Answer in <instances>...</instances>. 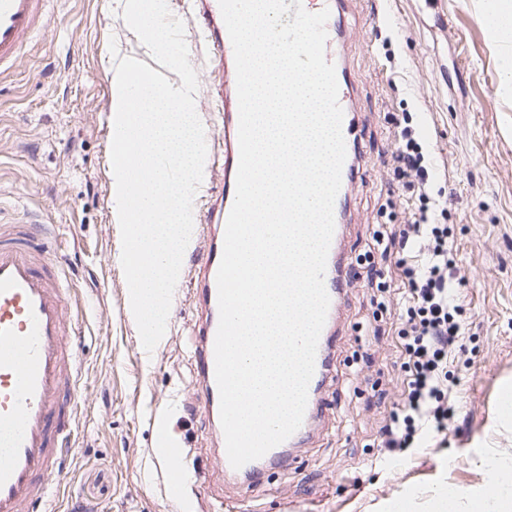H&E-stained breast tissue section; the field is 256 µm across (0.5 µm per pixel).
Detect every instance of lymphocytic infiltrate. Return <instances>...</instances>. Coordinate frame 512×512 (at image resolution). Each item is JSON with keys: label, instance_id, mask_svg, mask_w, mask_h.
Masks as SVG:
<instances>
[{"label": "lymphocytic infiltrate", "instance_id": "lymphocytic-infiltrate-1", "mask_svg": "<svg viewBox=\"0 0 512 512\" xmlns=\"http://www.w3.org/2000/svg\"><path fill=\"white\" fill-rule=\"evenodd\" d=\"M393 171L402 193L418 198L407 223L373 233L381 260L393 261L404 312L397 328L403 390L379 428L381 446L401 454L448 430L459 384L448 360L469 330L455 289L454 245L448 225L435 223L428 203L429 162L410 127L398 126Z\"/></svg>", "mask_w": 512, "mask_h": 512}]
</instances>
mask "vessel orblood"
<instances>
[{"mask_svg":"<svg viewBox=\"0 0 512 512\" xmlns=\"http://www.w3.org/2000/svg\"><path fill=\"white\" fill-rule=\"evenodd\" d=\"M47 0H0V73L12 68L32 38L45 27ZM202 21L201 35L216 61L232 55L218 0H194ZM239 109L225 114V163L215 170L204 165V181L221 175L224 184L208 220L225 228L235 199L239 160ZM342 133L346 159L344 187L335 205L344 208L345 187L359 171L358 132L353 112H345ZM35 222L0 225V512H29L46 498L57 472L58 439L71 431L65 421L66 406L76 405L79 364L65 341L67 305L60 291L59 268L48 253L35 245ZM223 236L209 240L207 256L199 269L196 296L206 320L196 339L200 389L211 411L219 409L215 379L214 343L219 322L216 277L223 253ZM324 284L331 306H338L349 284L339 241L330 244ZM339 339L332 323H325L318 341L315 371L309 383L314 399L308 402L298 429L306 434L322 404L321 394L330 375V354ZM279 448L235 469L226 454L216 460L218 470L231 478L259 482L264 466L276 463Z\"/></svg>","mask_w":512,"mask_h":512,"instance_id":"obj_1","label":"vessel or blood"}]
</instances>
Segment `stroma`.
Returning <instances> with one entry per match:
<instances>
[{"label": "stroma", "instance_id": "35a3bbf8", "mask_svg": "<svg viewBox=\"0 0 512 512\" xmlns=\"http://www.w3.org/2000/svg\"><path fill=\"white\" fill-rule=\"evenodd\" d=\"M123 2L53 0L44 34L0 74V219L52 227L47 251L68 288L81 358L72 452L52 498L30 512H437L439 491L484 485L486 459L512 455V419L499 415L512 389V89L479 22L490 0H346L327 50L350 73L362 177L341 218L351 275L337 313L334 379L310 436L252 489L214 470L220 430L204 407L195 357L205 243H191L184 257L153 352L128 315L112 202L110 68L119 56L152 57L125 23ZM193 2L167 5L185 25L196 112L220 135L226 104ZM402 118L432 157L437 221L452 229L471 329L451 365L461 384L446 437L393 460L376 431L399 401L400 344L394 326L377 339L368 333L379 311L366 257L375 225L405 223L419 205L399 194L393 175ZM162 429L185 450L177 465L159 452Z\"/></svg>", "mask_w": 512, "mask_h": 512}]
</instances>
